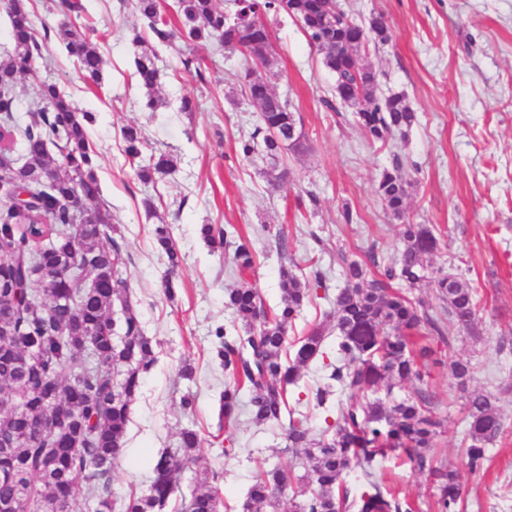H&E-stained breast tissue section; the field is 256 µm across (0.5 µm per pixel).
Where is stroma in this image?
<instances>
[{
  "mask_svg": "<svg viewBox=\"0 0 512 512\" xmlns=\"http://www.w3.org/2000/svg\"><path fill=\"white\" fill-rule=\"evenodd\" d=\"M62 2L28 0L35 27L50 36L41 76L95 116L89 142L98 154L103 199L121 231L120 275L157 357L132 405L125 454L112 471L115 505L146 490L151 460L177 446L181 428L195 427L203 439L201 462L184 470L182 490L215 473L221 512H233L259 467L283 460L288 446L282 425L259 426L244 416L234 427H218L224 369L212 358L214 331L234 319L224 291L237 278L228 257L202 240L200 225L232 224L250 236L256 265L248 281L266 307L280 297L277 231L285 232L288 255L299 268L325 271L324 289L288 333L294 339L322 322L343 285L331 268L337 250L359 261L372 251L384 264L402 248L404 225L427 224L441 237L433 267L463 275L477 292V332L458 334L449 344L425 339L429 352L418 360L423 382H404L394 393L402 398L421 387L429 394L444 420L435 456L458 472L466 512H512V392L506 390L512 385L506 348L512 341V0H343L356 19L384 14L392 39L368 48L364 62L378 75L379 95H403L417 116L405 139L384 143L367 141L350 109L328 108L334 76L300 25L281 17L273 27L267 78L275 92L289 96L307 137L304 151L283 159L291 176L285 186L265 175V160L239 151L259 115L237 82L246 66L241 54L214 43L199 46L202 71L196 74L182 69L179 45L160 47L165 104L152 111L133 75L128 30L143 23L133 0H82L85 11L76 23L93 28L104 59L98 84L81 75L59 44ZM184 96L196 101L195 111H179ZM129 125L143 129L155 153L172 156L174 172L147 184L138 178L124 152L122 129ZM397 155L410 183L399 219L375 192ZM346 209L356 223L343 222ZM161 223L170 225L184 258L173 276L154 239ZM453 354L475 363L469 390L497 396L504 416V431L489 444L488 469L480 474L469 472L462 459L467 411L445 365ZM187 364L189 380L180 375ZM188 393L194 405L187 412L181 399ZM381 468L401 495L425 499L427 474L395 458Z\"/></svg>",
  "mask_w": 512,
  "mask_h": 512,
  "instance_id": "stroma-1",
  "label": "stroma"
}]
</instances>
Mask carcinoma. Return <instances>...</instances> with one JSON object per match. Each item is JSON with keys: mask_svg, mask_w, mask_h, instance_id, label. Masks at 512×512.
<instances>
[{"mask_svg": "<svg viewBox=\"0 0 512 512\" xmlns=\"http://www.w3.org/2000/svg\"><path fill=\"white\" fill-rule=\"evenodd\" d=\"M176 0L177 26L170 29L159 0H135L153 40L185 46L181 65L200 72L191 48L215 42L228 51L248 55L254 66L240 76L245 95L258 107L259 119L240 141L244 157L260 154L272 160L268 175L288 182V170L277 168L283 151L304 147L301 119L288 97L278 95L257 66L269 64L272 29L269 16L296 20L309 46L323 55L324 66L336 77V99L355 112L368 140L385 142L404 136L415 112L400 95L381 99L375 94L378 75L362 63L370 43L391 40L383 15H371L354 27L338 0ZM10 20L11 48L0 53V504L22 500L21 512H63L79 500L93 512H112V466L123 455L131 404L144 375L154 365V344L129 305L126 284L119 277L123 262L118 232L101 208L97 154L90 146V112H80L53 83L37 84L44 107L39 120L18 123L15 87L18 80H36V66L44 59L46 35L36 33L27 0H11L5 8ZM60 39L78 70L97 82L102 60L93 32L60 26ZM133 75L145 90V106L154 110L165 102L154 96L159 84L156 47L135 30ZM125 153L137 164L145 183L153 174L175 170L168 156L143 151L148 141L142 130L122 131ZM55 148L56 155L50 154ZM376 192L395 217L404 213L408 182L403 161L393 158L377 182ZM207 246L216 251L234 244L230 262L243 275L255 264L250 237L217 224L200 229ZM159 251L170 270L182 265L168 225L155 229ZM108 239L106 245L102 239ZM401 251L382 271L370 277L364 264L336 252L344 285L336 293L330 326L318 324L286 350L288 328L298 319L313 289L324 287V273L307 276L280 269V301L267 308L258 291L247 285L225 293V307L234 323L214 331V358L224 368V391L219 400V428L238 423L241 396L248 392L249 416L258 425L288 418V464L262 469L254 478L239 512H267L279 506L276 491L297 485L289 512H419V505L388 489L377 472L379 460L403 452L413 467L433 479L436 512H463L457 472L433 464L431 451L442 427L430 397L419 390L414 397L396 399L393 388L407 380L424 382L416 364L427 347L419 342L442 340L471 332L479 300L464 277L434 270L426 257L438 250L439 240L423 224H407ZM398 282L393 286L392 282ZM424 284L435 289L441 311L412 301L402 289ZM45 301L37 303L33 293ZM122 307V334L114 333L112 307ZM336 331V361L324 350V336ZM328 360L326 382L312 390L314 406L326 407L329 397L346 396L339 416L324 417L316 433L300 410L302 398L289 406L301 370L314 361ZM448 373L465 388L473 373L468 360L451 356ZM468 470L486 469V446L504 429L495 399L472 393L466 399ZM58 415L54 428L34 440L30 423ZM200 438L193 428L179 433L178 447L165 449L155 460L147 489L129 495L123 512H165L181 495L179 512H220L217 486L181 493L186 465L199 462ZM361 474L360 491L351 493L346 476Z\"/></svg>", "mask_w": 512, "mask_h": 512, "instance_id": "obj_1", "label": "carcinoma"}]
</instances>
